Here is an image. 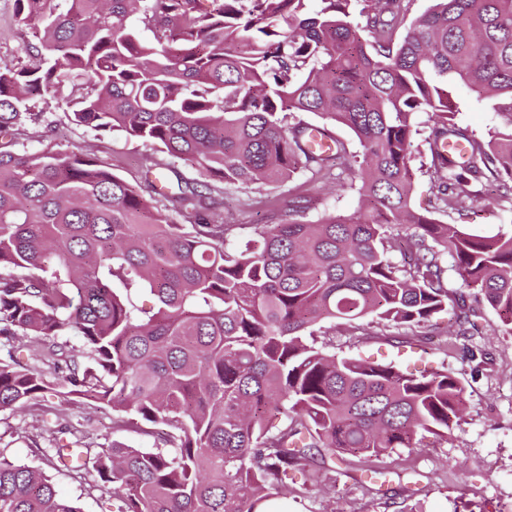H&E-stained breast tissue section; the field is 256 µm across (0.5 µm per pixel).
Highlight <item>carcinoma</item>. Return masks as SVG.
<instances>
[{
  "label": "carcinoma",
  "mask_w": 512,
  "mask_h": 512,
  "mask_svg": "<svg viewBox=\"0 0 512 512\" xmlns=\"http://www.w3.org/2000/svg\"><path fill=\"white\" fill-rule=\"evenodd\" d=\"M135 2L15 0L36 44L30 65L0 67V411L58 387L128 429L164 425L152 449L95 446L74 426L75 441H48L73 472L95 454L93 488L116 512H257L310 479L316 448L369 459L412 447L420 431L447 436L465 410L454 375L338 357L314 327L369 316L412 327L452 304L468 338L479 314L467 289L512 331V235L469 233L411 205L422 112L437 210L465 216L484 180L512 201V103L484 141L458 125L449 91L459 82L512 100V0H434L401 39L410 0ZM136 13L153 41L130 28ZM44 83L76 93L74 123L157 145L206 180L282 182L300 160L327 179L336 160L339 183H360L364 211L306 223L295 198L231 247L238 225L215 211L206 182L178 186L161 208L166 165L136 189L82 152L17 149ZM291 112L346 126L362 153L287 122ZM314 132L327 150L311 148ZM450 143L484 168L449 157ZM395 224L407 229L399 242ZM132 289L154 296V312L133 305ZM20 336L36 344L15 345ZM0 512L80 510L0 452Z\"/></svg>",
  "instance_id": "1"
}]
</instances>
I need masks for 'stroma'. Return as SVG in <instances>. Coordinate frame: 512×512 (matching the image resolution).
<instances>
[{
	"mask_svg": "<svg viewBox=\"0 0 512 512\" xmlns=\"http://www.w3.org/2000/svg\"><path fill=\"white\" fill-rule=\"evenodd\" d=\"M34 42L31 29L15 18L14 0H0V66L23 64L25 50ZM453 99L460 108V125L477 137L486 138L500 125L493 103L477 100L465 86L455 87ZM35 101L22 138L28 152L49 147L83 150L110 164L115 174L134 186L145 184L153 162L168 160L155 145L72 123L62 96L53 88L42 89ZM415 123L419 133L413 165L418 174L412 199L415 207L425 208L433 198L426 173L432 124L423 113ZM212 195L225 221L238 225L241 238L251 237L254 225L274 221L295 197L308 201L298 215L307 222L350 215L361 208L357 188L311 181L301 168L278 183L236 187L217 182ZM437 218L446 224L463 223L484 236L511 234L512 201L489 183L474 200L467 219L443 212ZM478 309L485 329L466 339L453 335L455 312L450 308L420 328L397 330L363 319L361 325L370 337L361 342L346 326L329 321L317 325L318 336L333 342L337 356L390 363L403 370L452 373L465 387L466 410L447 438L421 432L412 447L394 449L369 464L354 457L338 463L328 449H316L312 469L320 479L300 497L289 498L288 512H512V333L499 327L496 313L486 304ZM68 411L99 442L117 441L135 448L155 444L154 437L113 429L111 412L97 406L72 404ZM58 429V422L41 418L32 406L0 412V451L45 472L58 493L81 512H112L111 495L93 489L97 481L93 462H86L76 476L33 447V440L51 438Z\"/></svg>",
	"mask_w": 512,
	"mask_h": 512,
	"instance_id": "35a3bbf8",
	"label": "stroma"
}]
</instances>
